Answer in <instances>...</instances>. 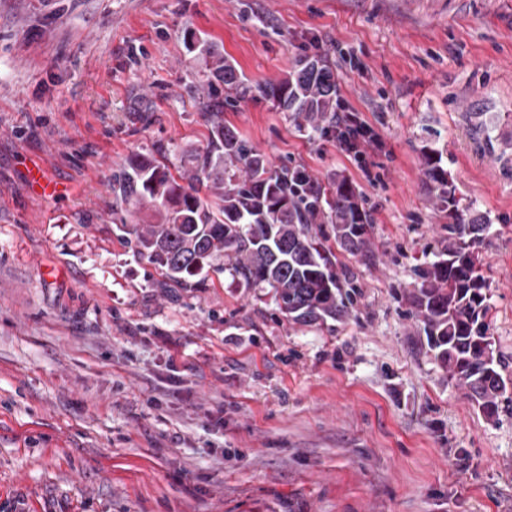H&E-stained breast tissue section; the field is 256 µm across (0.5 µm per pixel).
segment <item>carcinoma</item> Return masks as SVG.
<instances>
[{
	"label": "carcinoma",
	"mask_w": 512,
	"mask_h": 512,
	"mask_svg": "<svg viewBox=\"0 0 512 512\" xmlns=\"http://www.w3.org/2000/svg\"><path fill=\"white\" fill-rule=\"evenodd\" d=\"M201 54L206 146L174 172L162 144L112 169V223L134 256L178 288H204L209 272H226L246 288L272 289L279 312L294 324L345 321L357 291L337 274L332 243L352 254L371 250L370 214L355 187L344 178L326 186L300 165H274L223 118L256 90L291 113L303 135L327 137L336 131L332 67L319 54L306 55L287 77L255 88L210 48ZM426 165L430 192L455 223L437 259L415 268L418 288L409 302L448 378L494 417L512 379L489 334L488 284L475 252L488 224L460 207L440 159L429 155Z\"/></svg>",
	"instance_id": "obj_1"
}]
</instances>
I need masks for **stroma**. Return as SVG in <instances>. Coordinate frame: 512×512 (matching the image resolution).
I'll return each mask as SVG.
<instances>
[{
	"label": "stroma",
	"mask_w": 512,
	"mask_h": 512,
	"mask_svg": "<svg viewBox=\"0 0 512 512\" xmlns=\"http://www.w3.org/2000/svg\"><path fill=\"white\" fill-rule=\"evenodd\" d=\"M199 40L252 85L320 52L378 136L358 161L262 98L224 112L360 193L371 253L335 252L360 290L335 330L225 273L161 287L117 235L113 167L206 144ZM428 153L490 226L512 377V0H0V512H512V405L449 382L406 301L448 242Z\"/></svg>",
	"instance_id": "obj_1"
}]
</instances>
